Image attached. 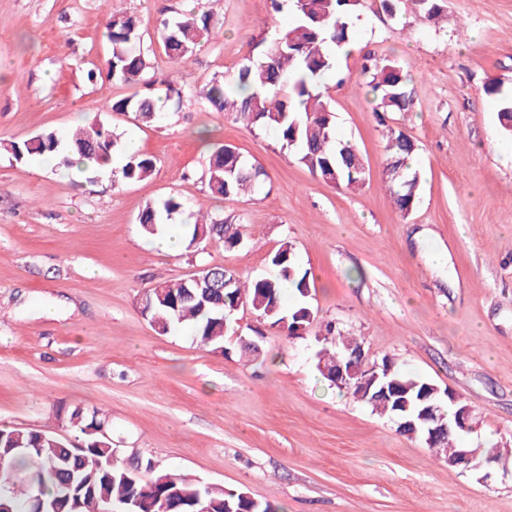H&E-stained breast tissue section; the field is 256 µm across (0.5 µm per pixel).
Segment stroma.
I'll use <instances>...</instances> for the list:
<instances>
[{"instance_id":"stroma-1","label":"stroma","mask_w":512,"mask_h":512,"mask_svg":"<svg viewBox=\"0 0 512 512\" xmlns=\"http://www.w3.org/2000/svg\"><path fill=\"white\" fill-rule=\"evenodd\" d=\"M446 5L435 26L408 4L388 16L377 0L354 20L344 79L325 86L338 138L364 158L363 186L347 191L271 132L198 96L288 25L269 0H219L212 38L177 73L154 43L155 23L192 0H0V142L69 133L78 112L157 161L151 178L116 190L110 175L87 180L0 151V426L71 440L59 408L100 409L116 456L151 459L280 512H512V137L484 92L492 80L512 89V0ZM113 8L143 20L153 78L191 90L162 123L112 111L133 86L87 78L110 53ZM368 53L412 74V112L377 120L360 74ZM391 128L417 147L421 199L407 216L383 173ZM218 143L264 169L257 192H210ZM169 192L240 218L244 244L156 251L137 216ZM286 241L314 283L315 320L302 334L245 308L236 335L214 351L182 331L158 334L142 316L143 288L215 265L269 276ZM329 322L362 341L368 359L391 356L471 407L463 444L500 452L492 474L448 466L324 379L316 355ZM249 341L258 357L245 354Z\"/></svg>"}]
</instances>
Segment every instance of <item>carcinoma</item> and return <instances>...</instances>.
I'll list each match as a JSON object with an SVG mask.
<instances>
[{
  "label": "carcinoma",
  "mask_w": 512,
  "mask_h": 512,
  "mask_svg": "<svg viewBox=\"0 0 512 512\" xmlns=\"http://www.w3.org/2000/svg\"><path fill=\"white\" fill-rule=\"evenodd\" d=\"M364 0H270L277 12L286 11L293 22L268 41L256 45V56L228 79H212L203 90V99L212 108L233 116L251 128L277 133L285 148H293L297 160L324 182L339 189L356 190L363 185L364 164L357 149L336 138V113L320 89L319 80L338 68L333 48L350 43L353 18ZM415 12L428 21L437 20L445 11L446 0H411ZM212 11L192 10L176 19H162L156 36L167 57L183 64L203 39L211 37ZM111 51L105 70H91V81L103 76L128 85L145 87L111 105V111L132 113L143 122L161 118L160 106L179 108L185 89L175 80H165L164 97L146 88L155 81L148 77L151 59L144 51L141 20L125 11H114L107 23ZM361 74L368 78L375 101L374 111L410 112L415 105L411 76L389 59L367 56ZM489 96L499 101V121L503 133L512 135V97L491 82L484 86ZM16 160L33 155L67 151L61 163L80 171H98L112 167L113 185L144 180L156 170V160L142 154L128 155L121 137L98 122L75 128L66 137L54 131L43 132L22 143L0 145ZM414 142L402 131L391 129L386 135L384 153L387 165L404 170L405 178H387L397 209L404 215L420 202L419 172L410 166ZM263 176L260 168L245 162L232 147H214L208 163V187L224 197L253 193ZM189 205L170 193L149 203L138 216L143 232L154 236L164 227L185 216ZM189 244L197 234L203 242L221 241L234 249L244 242L242 233L225 218L204 217L184 223ZM276 274L269 278H241L222 266L209 273L226 277L231 285L221 291L188 278L157 283L142 290L141 314L152 320L159 317L162 333L185 328L193 341L216 351L224 348V316L249 308L260 319L283 325L292 335L298 326L315 320L306 291L311 289L309 272L301 269L294 247L286 241L270 258ZM294 287L296 303L283 305L282 282ZM329 345L317 354L316 367L333 368L345 361L348 347L362 345L358 339L335 333L325 325ZM394 382L414 402L431 381L405 372L398 362L385 355L369 362ZM351 396L383 418L394 415L391 402L374 396ZM69 423L78 432L74 444L36 430L3 426L0 428V457L4 459L0 476V512H96L108 506L112 512H279L244 492L207 484L188 475L160 471L150 460L139 457L120 459L112 443L99 433L107 425L106 415L98 410L85 414L74 410ZM34 480L32 492L15 490L16 474Z\"/></svg>",
  "instance_id": "carcinoma-1"
}]
</instances>
